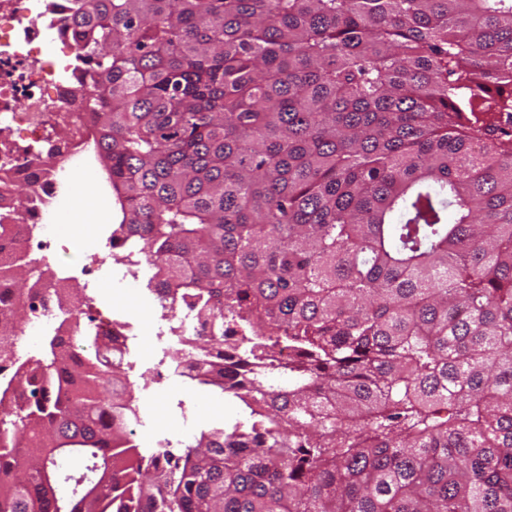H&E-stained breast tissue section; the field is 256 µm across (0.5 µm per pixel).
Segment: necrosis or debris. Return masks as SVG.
I'll use <instances>...</instances> for the list:
<instances>
[{"mask_svg": "<svg viewBox=\"0 0 512 512\" xmlns=\"http://www.w3.org/2000/svg\"><path fill=\"white\" fill-rule=\"evenodd\" d=\"M0 163L11 168L0 175L11 182L31 186L26 210H17L10 195L0 190L1 224H39L40 234L22 235L25 249L53 257L59 242L51 224L59 219L62 204L72 195L73 164L91 139L90 118L84 115L83 90L69 83L70 72L82 61L74 43L63 30L60 11L48 0H0ZM65 128L68 140L61 160L49 177H33L30 169L16 164L20 150L12 135L23 133L33 142H54L57 128ZM163 322H152L157 355L146 372L151 380L188 377L195 358L192 340L204 329L187 307L163 309Z\"/></svg>", "mask_w": 512, "mask_h": 512, "instance_id": "1", "label": "necrosis or debris"}]
</instances>
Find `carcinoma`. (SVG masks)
I'll use <instances>...</instances> for the list:
<instances>
[{
    "label": "carcinoma",
    "mask_w": 512,
    "mask_h": 512,
    "mask_svg": "<svg viewBox=\"0 0 512 512\" xmlns=\"http://www.w3.org/2000/svg\"><path fill=\"white\" fill-rule=\"evenodd\" d=\"M65 6L112 237L246 420L145 460L121 346L21 250L0 339L49 290L82 343L0 381V512H512V0Z\"/></svg>",
    "instance_id": "obj_1"
}]
</instances>
